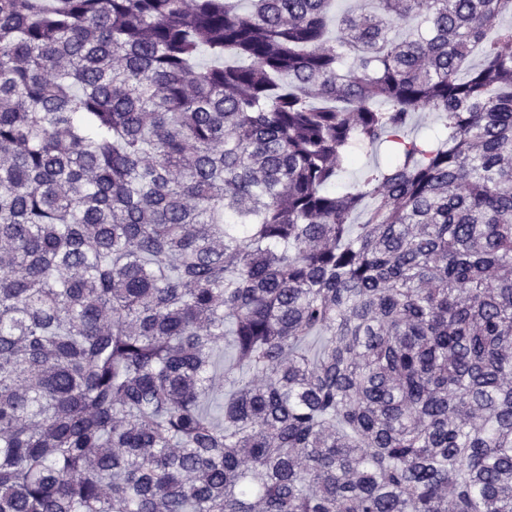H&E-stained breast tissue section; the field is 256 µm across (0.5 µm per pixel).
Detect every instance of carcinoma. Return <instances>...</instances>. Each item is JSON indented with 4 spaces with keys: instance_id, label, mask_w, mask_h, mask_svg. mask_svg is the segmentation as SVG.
Instances as JSON below:
<instances>
[{
    "instance_id": "carcinoma-1",
    "label": "carcinoma",
    "mask_w": 512,
    "mask_h": 512,
    "mask_svg": "<svg viewBox=\"0 0 512 512\" xmlns=\"http://www.w3.org/2000/svg\"><path fill=\"white\" fill-rule=\"evenodd\" d=\"M336 2L0 0V512H512V0Z\"/></svg>"
}]
</instances>
